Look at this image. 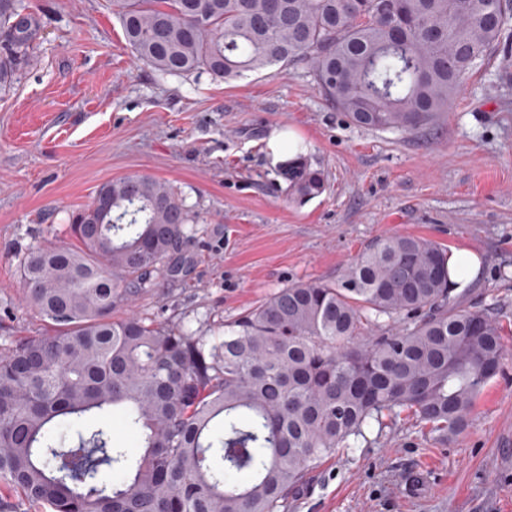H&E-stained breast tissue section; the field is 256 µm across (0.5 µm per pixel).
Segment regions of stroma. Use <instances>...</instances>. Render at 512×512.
Returning <instances> with one entry per match:
<instances>
[{
    "mask_svg": "<svg viewBox=\"0 0 512 512\" xmlns=\"http://www.w3.org/2000/svg\"><path fill=\"white\" fill-rule=\"evenodd\" d=\"M23 3L41 29L0 93V352L52 331L26 299L21 257L47 237L70 242L71 212L115 178L167 181L196 224L190 275L157 278L116 319L220 336L278 288L336 280L381 236L432 240L479 261L456 292L497 313V373L462 434L442 442L413 418L387 421L370 447L324 459L288 512H512V60L475 69L434 124L372 130L325 99L307 64L161 77L135 58L110 0ZM275 132L322 172V195L291 197ZM416 470L433 490L414 499Z\"/></svg>",
    "mask_w": 512,
    "mask_h": 512,
    "instance_id": "obj_1",
    "label": "stroma"
}]
</instances>
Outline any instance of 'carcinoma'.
Listing matches in <instances>:
<instances>
[{"label":"carcinoma","instance_id":"1","mask_svg":"<svg viewBox=\"0 0 512 512\" xmlns=\"http://www.w3.org/2000/svg\"><path fill=\"white\" fill-rule=\"evenodd\" d=\"M112 0L136 58L161 75L241 77L307 62L356 124L410 131L448 111L492 59L512 0ZM36 16L0 0V91L37 39ZM309 201L324 178L288 168ZM70 244L20 261L54 333L0 353V512L16 494L47 512H288L339 448L404 412L444 437L468 426L497 372L501 329L452 295L441 245L392 234L336 281L292 283L224 325V339L112 310L157 276L186 277L196 230L149 175L102 184L71 213ZM120 413L137 456L92 420Z\"/></svg>","mask_w":512,"mask_h":512}]
</instances>
